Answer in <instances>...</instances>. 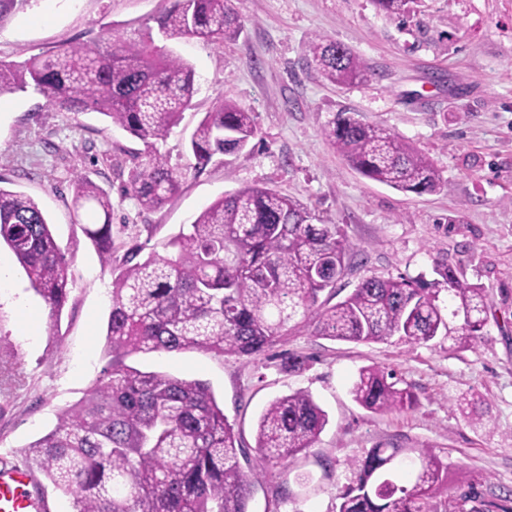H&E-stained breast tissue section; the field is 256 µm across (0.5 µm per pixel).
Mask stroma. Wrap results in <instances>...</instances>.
<instances>
[{
  "mask_svg": "<svg viewBox=\"0 0 512 512\" xmlns=\"http://www.w3.org/2000/svg\"><path fill=\"white\" fill-rule=\"evenodd\" d=\"M170 0H32L0 29V61L21 62L76 43L104 44L113 33L136 37L155 28ZM243 21L222 45L192 38L165 46L195 70L196 93L177 127L152 146L95 112H60L27 90L0 95V186L32 197L45 213L69 264V297L61 316L28 289L12 252L0 287V336L21 362L26 383L0 395V468L23 466L25 447L57 422L58 412L99 379L105 353L112 271L82 226L71 170L112 200L118 241L145 252L193 223L216 199L262 186L293 197L322 224H336L355 244L349 294L369 276L433 280L435 262L484 288L490 310L484 339L464 347L443 337L416 349L357 344L305 329L288 350L306 357L294 373L278 349L254 359L217 357L201 349L138 353L127 365L209 383L246 451L274 398L308 391L329 422L294 463L251 471V512H335L348 464L380 442L427 444L448 466V486L476 488L489 500L512 494V0H415L394 18L372 0H233ZM344 44L367 77L335 85L306 61L315 36ZM232 101L255 115L257 134L242 153L194 167L186 140L204 113ZM351 112L395 131L427 156L444 187L403 193L361 176L328 145L324 130ZM183 174L180 193L144 210L126 193L146 149ZM393 369L417 397L414 409L375 413L350 388L361 367ZM475 396L478 421L458 396ZM308 474L307 483L296 480Z\"/></svg>",
  "mask_w": 512,
  "mask_h": 512,
  "instance_id": "stroma-1",
  "label": "stroma"
}]
</instances>
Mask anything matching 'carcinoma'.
Segmentation results:
<instances>
[{"label": "carcinoma", "instance_id": "carcinoma-1", "mask_svg": "<svg viewBox=\"0 0 512 512\" xmlns=\"http://www.w3.org/2000/svg\"><path fill=\"white\" fill-rule=\"evenodd\" d=\"M411 0H374L391 17L408 13ZM31 0H0V26ZM242 24L232 0H172L158 17L164 39L192 37L222 44ZM307 62L333 84L365 79L368 68L345 46L315 37ZM33 88L61 112H97L148 144L176 127L191 106L195 73L182 58L156 44L152 32L120 34L104 48L72 44L46 57L0 61V94ZM257 132L254 115L222 101L193 130L195 167L215 156L243 151ZM325 139L363 177L404 193L442 188L434 164L413 145L350 112H339ZM74 204L90 205L103 222L83 227L102 264L112 270L106 349L110 360L85 398L63 409L47 434L25 453L53 488L72 500V512H248L249 472L244 448L210 386L124 364L136 353L197 348L219 357L256 358L307 328L353 343L411 348L438 336L464 346L483 338L490 308L482 288L437 262V278L366 277L331 303L350 270L353 243L335 224L294 198L252 187L223 196L163 244L172 254L138 256L139 245L117 258L112 200L72 169ZM182 173L149 152L130 181L146 210L175 196ZM0 244L23 268L30 288L60 317L68 300L69 265L38 203L0 186ZM447 291L453 310L439 304ZM461 323L450 325L448 315ZM20 365L0 358V392L23 383ZM396 373L360 369L351 393L372 412L404 411L417 404ZM327 413L306 391L270 402L259 418L254 462L273 467L313 447ZM351 477L336 495V512H493L478 492L448 493V465L429 446L381 442L350 463Z\"/></svg>", "mask_w": 512, "mask_h": 512}]
</instances>
